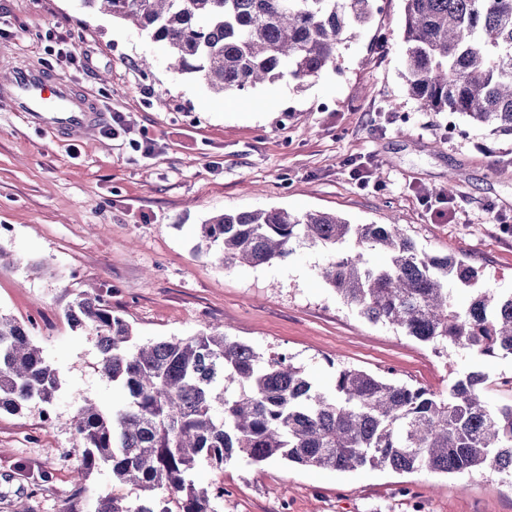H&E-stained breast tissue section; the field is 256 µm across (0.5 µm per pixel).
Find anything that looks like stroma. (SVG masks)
<instances>
[{"instance_id":"35a3bbf8","label":"stroma","mask_w":512,"mask_h":512,"mask_svg":"<svg viewBox=\"0 0 512 512\" xmlns=\"http://www.w3.org/2000/svg\"><path fill=\"white\" fill-rule=\"evenodd\" d=\"M376 6L334 68L257 86L252 106L232 112L128 22L81 0H0V73L49 70L103 110L100 128L73 140L0 107V247L15 257L0 266V313L29 327L61 378L50 420L37 404L0 411V512L140 495L105 469L81 485L73 477V415L124 399L95 368V336L66 318L92 284L141 340L218 325L257 351L288 353L323 388L338 362L437 393L469 370L470 354L437 356L344 305L318 274L325 249L227 268L196 248L199 225L225 211L328 212L401 224L420 249L512 290V233L500 227L512 223V137L461 119L449 137L447 113L421 110L406 91L403 0ZM116 112L124 128L112 135ZM220 476L234 495L216 512H512V483L490 473L231 461Z\"/></svg>"}]
</instances>
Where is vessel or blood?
<instances>
[{"label":"vessel or blood","instance_id":"obj_1","mask_svg":"<svg viewBox=\"0 0 512 512\" xmlns=\"http://www.w3.org/2000/svg\"><path fill=\"white\" fill-rule=\"evenodd\" d=\"M0 99L31 121L67 138H77L101 123L89 98L76 95L64 80L25 64L17 65L0 83Z\"/></svg>","mask_w":512,"mask_h":512}]
</instances>
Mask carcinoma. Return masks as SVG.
Wrapping results in <instances>:
<instances>
[{
	"label": "carcinoma",
	"mask_w": 512,
	"mask_h": 512,
	"mask_svg": "<svg viewBox=\"0 0 512 512\" xmlns=\"http://www.w3.org/2000/svg\"><path fill=\"white\" fill-rule=\"evenodd\" d=\"M376 0H83L100 4L163 43L174 65L217 94L285 75L300 82L335 66L352 27L367 25ZM400 31L408 94L427 112H450L512 135V0H404ZM200 238L226 266H259L298 246L329 252L321 269L344 305L373 324L486 362L512 356V292L483 285V269L417 248L400 224H350L329 213L285 209L224 212ZM371 253H382L374 262ZM472 292L468 306L455 292ZM73 327L95 333L98 371L125 395L74 420L77 482L105 468L144 496L112 494L86 512H215L224 470L287 460L350 472L473 475L512 481V404L484 398L500 375L455 377L444 394L337 364L321 388L284 352L264 354L217 327L187 338L139 343L101 294L71 304ZM59 372L28 330L0 313V409H49ZM177 503V509L170 507Z\"/></svg>",
	"instance_id": "carcinoma-1"
}]
</instances>
